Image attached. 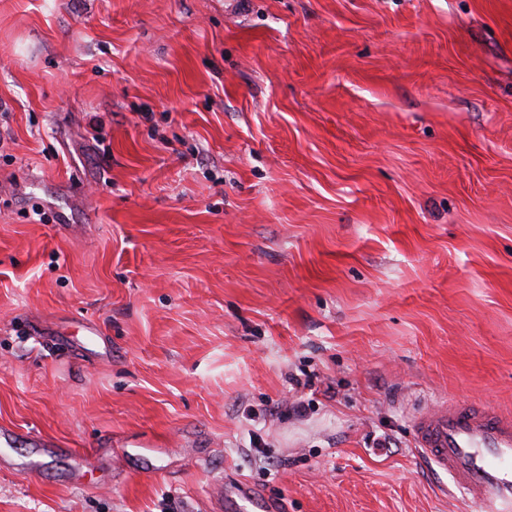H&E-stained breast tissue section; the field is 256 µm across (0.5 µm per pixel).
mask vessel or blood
I'll return each mask as SVG.
<instances>
[{"mask_svg":"<svg viewBox=\"0 0 512 512\" xmlns=\"http://www.w3.org/2000/svg\"><path fill=\"white\" fill-rule=\"evenodd\" d=\"M422 455L480 512H512V417L473 402L441 401L414 421Z\"/></svg>","mask_w":512,"mask_h":512,"instance_id":"obj_1","label":"vessel or blood"}]
</instances>
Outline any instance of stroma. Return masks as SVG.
<instances>
[{
    "instance_id": "1",
    "label": "stroma",
    "mask_w": 512,
    "mask_h": 512,
    "mask_svg": "<svg viewBox=\"0 0 512 512\" xmlns=\"http://www.w3.org/2000/svg\"><path fill=\"white\" fill-rule=\"evenodd\" d=\"M1 103L0 512H478L412 422L512 414V0H0Z\"/></svg>"
}]
</instances>
